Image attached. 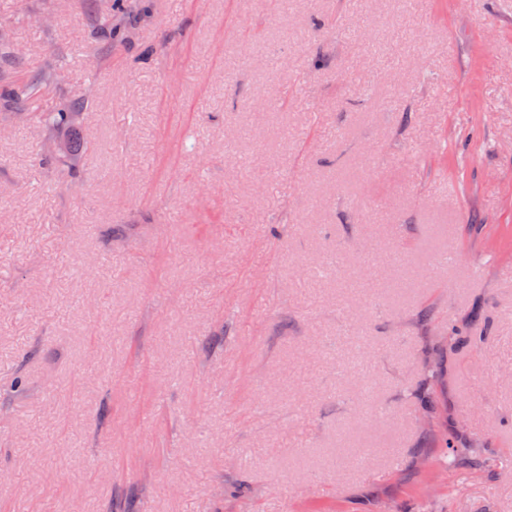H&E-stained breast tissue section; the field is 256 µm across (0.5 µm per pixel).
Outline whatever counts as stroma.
Returning a JSON list of instances; mask_svg holds the SVG:
<instances>
[{
	"label": "stroma",
	"instance_id": "obj_1",
	"mask_svg": "<svg viewBox=\"0 0 512 512\" xmlns=\"http://www.w3.org/2000/svg\"><path fill=\"white\" fill-rule=\"evenodd\" d=\"M0 0V512H512V0ZM113 17L129 39H108ZM486 265L483 279L472 268ZM59 74L54 68H44L31 79L17 84L4 82L0 86V107H7L16 115H25L44 127L49 136L59 139V134L79 123L90 106L85 96L74 97L69 104L54 112H33L42 93L58 84ZM482 337L484 336H477L469 329L459 327L450 318L448 319V352L476 349ZM444 456L441 459V467L459 470L464 461L479 459L478 448H469L459 439L458 433L452 431L443 440Z\"/></svg>",
	"mask_w": 512,
	"mask_h": 512
}]
</instances>
